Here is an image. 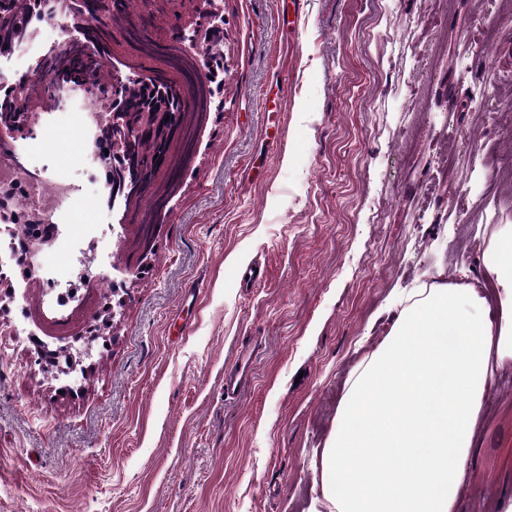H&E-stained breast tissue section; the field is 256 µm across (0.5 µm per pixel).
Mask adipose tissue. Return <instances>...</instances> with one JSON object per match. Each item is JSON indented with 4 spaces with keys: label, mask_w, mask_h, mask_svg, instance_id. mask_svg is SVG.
I'll list each match as a JSON object with an SVG mask.
<instances>
[{
    "label": "adipose tissue",
    "mask_w": 512,
    "mask_h": 512,
    "mask_svg": "<svg viewBox=\"0 0 512 512\" xmlns=\"http://www.w3.org/2000/svg\"><path fill=\"white\" fill-rule=\"evenodd\" d=\"M483 262L499 287L496 321L475 289H415L349 378L320 455L336 512H455L483 396L512 365V224L498 225Z\"/></svg>",
    "instance_id": "adipose-tissue-1"
}]
</instances>
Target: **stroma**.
<instances>
[{
  "label": "stroma",
  "instance_id": "35a3bbf8",
  "mask_svg": "<svg viewBox=\"0 0 512 512\" xmlns=\"http://www.w3.org/2000/svg\"><path fill=\"white\" fill-rule=\"evenodd\" d=\"M218 100L146 260L101 184L38 271H0L28 282L0 299V512H336L320 453L406 295L445 281L495 312L512 0H224ZM36 134L43 176L88 156L74 114ZM249 340L252 386L225 399ZM468 469L456 512H500L511 366Z\"/></svg>",
  "mask_w": 512,
  "mask_h": 512
}]
</instances>
